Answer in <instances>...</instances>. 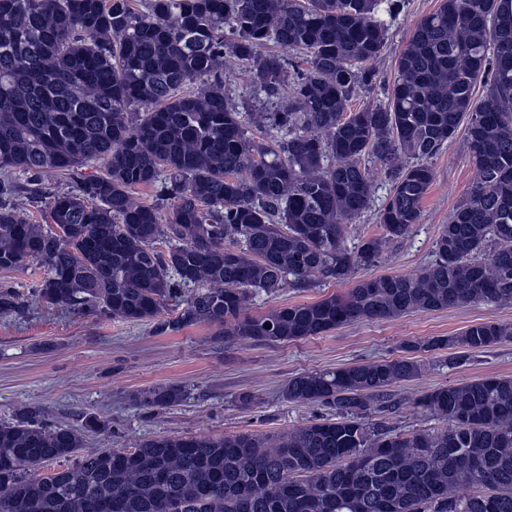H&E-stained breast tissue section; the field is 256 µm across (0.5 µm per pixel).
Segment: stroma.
Returning <instances> with one entry per match:
<instances>
[{
	"label": "stroma",
	"mask_w": 512,
	"mask_h": 512,
	"mask_svg": "<svg viewBox=\"0 0 512 512\" xmlns=\"http://www.w3.org/2000/svg\"><path fill=\"white\" fill-rule=\"evenodd\" d=\"M441 3L404 0L398 14L379 10L388 40L372 64L373 90H358L351 99L352 109L386 102L397 76L398 58L415 24ZM431 165L435 178L423 200L419 224L404 239L386 244L379 262L357 269L354 280L413 273L431 260L441 224L468 197L476 177L465 132H458ZM42 273L37 263L22 271L0 270V287L14 291L22 303L21 311L0 314V422L10 421L25 404L45 409L52 424L77 427L91 413L109 427L101 435L87 434L91 448L108 444L125 448L166 433H282L326 414L324 408L284 398L283 388L293 376L390 360L401 356L407 342L456 334L476 323H512V304H464L364 320L287 343L228 344L208 325L161 332L151 320L129 322L47 306L34 296ZM348 289L345 283L318 281L301 290L285 289L273 298L259 294L253 297L249 312L259 315ZM447 356L444 350L418 353L422 375L392 387V397L401 405L394 417L399 431L440 428V420L411 407L424 391L487 376H512V341L456 365L447 364ZM164 385L184 386V400L165 409L141 404L142 392ZM242 393L251 394L253 404L242 406L238 401Z\"/></svg>",
	"instance_id": "stroma-1"
}]
</instances>
